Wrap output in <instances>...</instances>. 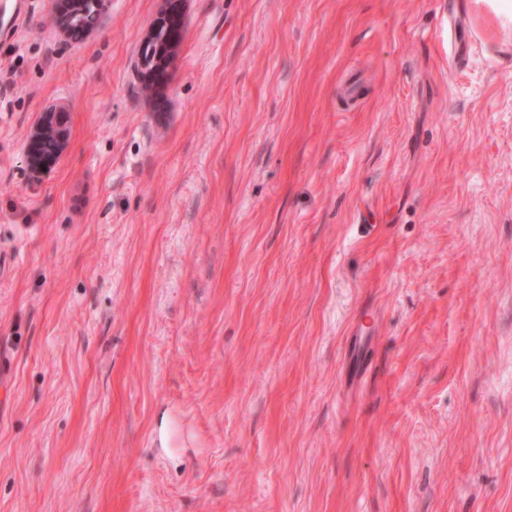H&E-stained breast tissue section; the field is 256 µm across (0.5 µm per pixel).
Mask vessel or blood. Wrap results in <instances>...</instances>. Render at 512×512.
Masks as SVG:
<instances>
[{"label": "vessel or blood", "mask_w": 512, "mask_h": 512, "mask_svg": "<svg viewBox=\"0 0 512 512\" xmlns=\"http://www.w3.org/2000/svg\"><path fill=\"white\" fill-rule=\"evenodd\" d=\"M472 15L468 18H450L448 21V66L462 67L471 50L482 44L487 34V23L512 17L503 6V0H473Z\"/></svg>", "instance_id": "1"}]
</instances>
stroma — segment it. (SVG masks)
Segmentation results:
<instances>
[{
	"mask_svg": "<svg viewBox=\"0 0 512 512\" xmlns=\"http://www.w3.org/2000/svg\"><path fill=\"white\" fill-rule=\"evenodd\" d=\"M4 2L0 512H512V39L186 0L151 91L161 0ZM82 1L83 4L72 15L69 24V30L75 39L81 38L85 31L93 29L99 23L93 0ZM167 1L169 0L165 1L163 10L150 24L149 29L143 38L142 47L148 43L157 42V36L162 31L164 36L161 39V42L164 43L167 50L168 61H173L178 53L180 41L183 37V29L181 23L170 26L167 19L171 17L174 12L171 13V8ZM64 112L60 108H50L43 113L39 127L35 129L29 138L27 161L32 169L39 172L49 169L55 162L53 159L41 157L37 151L39 140L45 135H52L57 143L56 158H58L66 149L69 132L66 126L61 122L59 113Z\"/></svg>",
	"mask_w": 512,
	"mask_h": 512,
	"instance_id": "stroma-1",
	"label": "stroma"
}]
</instances>
